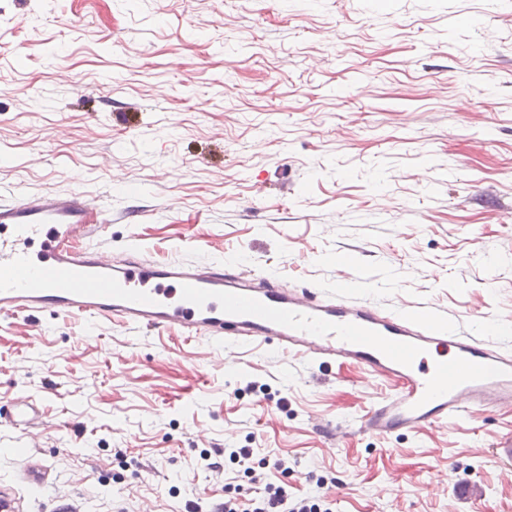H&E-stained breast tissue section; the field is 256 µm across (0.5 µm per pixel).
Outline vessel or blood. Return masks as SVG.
Segmentation results:
<instances>
[{
	"mask_svg": "<svg viewBox=\"0 0 512 512\" xmlns=\"http://www.w3.org/2000/svg\"><path fill=\"white\" fill-rule=\"evenodd\" d=\"M108 220L80 190L0 200V318L61 312L136 332L273 344L324 366L353 364L397 383L360 420L378 436L512 410V353L446 320L385 312L220 262L119 261L103 241ZM440 347L447 357L430 361ZM12 405L9 425L25 433L36 403L20 394Z\"/></svg>",
	"mask_w": 512,
	"mask_h": 512,
	"instance_id": "b4317fda",
	"label": "vessel or blood"
}]
</instances>
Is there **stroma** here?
I'll return each instance as SVG.
<instances>
[{
  "label": "stroma",
  "mask_w": 512,
  "mask_h": 512,
  "mask_svg": "<svg viewBox=\"0 0 512 512\" xmlns=\"http://www.w3.org/2000/svg\"><path fill=\"white\" fill-rule=\"evenodd\" d=\"M75 188L124 214L118 259L287 274L512 351V0H0V196ZM394 391L271 345L0 320V416L39 403L28 439L0 426V495L206 512L250 448L334 512H512V412L360 430Z\"/></svg>",
  "instance_id": "35a3bbf8"
}]
</instances>
